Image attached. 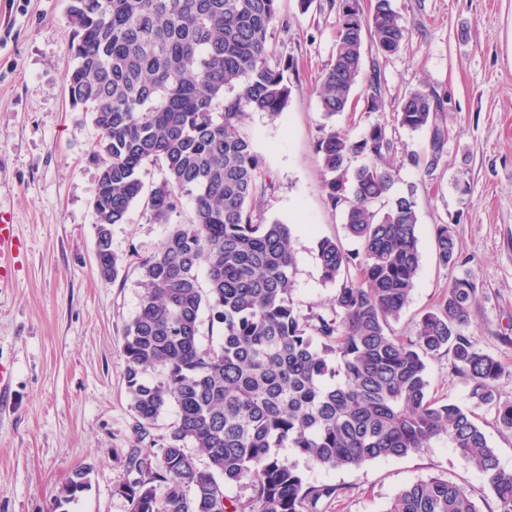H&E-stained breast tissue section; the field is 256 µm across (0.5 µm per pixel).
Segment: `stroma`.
<instances>
[{
    "label": "stroma",
    "mask_w": 512,
    "mask_h": 512,
    "mask_svg": "<svg viewBox=\"0 0 512 512\" xmlns=\"http://www.w3.org/2000/svg\"><path fill=\"white\" fill-rule=\"evenodd\" d=\"M67 3L0 0V209L11 213L23 241L17 286L0 295V361L14 368L11 396L0 404V512H128L112 488L128 477L131 449L156 455L176 419L167 409L142 435L130 408L121 334L142 294L137 265L161 246L168 227L134 205L127 222L112 227L120 273L113 281L99 277L91 207L99 132L66 92ZM391 6L410 29L406 44L392 55L365 54L381 71L383 111L359 108L328 119L316 88L335 53L337 10L331 0H313L305 12L297 0H279L288 30L276 32V52L297 67L290 102L275 118L251 113L243 127L271 183L263 212L291 229L296 304L305 313L327 312L336 287L321 280L317 242L336 239L352 252L359 244L327 200L316 152L322 129L360 137L392 122L410 91L433 89L444 101L437 118L449 130L436 169L428 175L406 159L426 152L425 130H397L387 157L395 192L414 196L421 253L417 286L391 328L411 336L453 278L471 275L477 291L465 333L512 371V0ZM440 224L451 227L465 267L439 265ZM428 380L432 399L471 406L501 467L512 471V434L500 429L494 407L471 405L450 353L429 360ZM78 470L86 471L87 487L58 507L59 488ZM303 473L309 482L342 487L326 512H384L401 487L432 476L466 487L479 512H497L483 475L444 438L417 455Z\"/></svg>",
    "instance_id": "obj_1"
}]
</instances>
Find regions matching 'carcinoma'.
<instances>
[{
    "instance_id": "carcinoma-1",
    "label": "carcinoma",
    "mask_w": 512,
    "mask_h": 512,
    "mask_svg": "<svg viewBox=\"0 0 512 512\" xmlns=\"http://www.w3.org/2000/svg\"><path fill=\"white\" fill-rule=\"evenodd\" d=\"M337 12L336 52L318 90L327 118L351 107L365 43L391 55L409 38L390 0H371L367 13L360 0H338ZM67 19L69 99L99 131V276L117 279L112 225L125 223L135 204L169 225L161 247L139 263L144 292L123 328L122 352L140 433L172 404L176 420L160 456L130 453L135 477L113 487L129 512H323L342 488L308 482L279 449L336 470L420 454L441 436L482 473L498 512H512V472L472 412L428 396L427 361L446 349L470 398L493 406L512 433V402L497 398L512 373L464 333L472 278H454L413 337L390 332L421 259L416 203L393 194L383 165L395 126L376 123L357 140L332 127L317 141L327 197L360 249L319 241L322 278L336 294L329 313L304 314L293 299L290 228L264 217L265 162L240 132L248 113L275 118L288 107L294 63L273 59L271 48L278 0H68ZM367 84L365 109L382 111L377 67ZM441 111L440 97L422 87L394 115L396 126L430 131L427 152L408 156L428 175L448 142ZM150 166L162 179L148 190L142 173ZM185 198L191 214L182 220ZM434 246L443 267L463 263L448 225H437ZM205 313L221 331L206 347ZM241 483L248 497L228 496L226 487ZM86 486L87 473L75 471L58 507ZM386 512L479 509L463 486L430 477L400 489Z\"/></svg>"
}]
</instances>
